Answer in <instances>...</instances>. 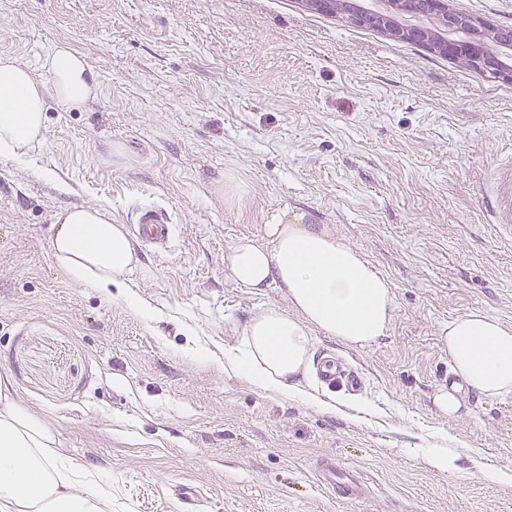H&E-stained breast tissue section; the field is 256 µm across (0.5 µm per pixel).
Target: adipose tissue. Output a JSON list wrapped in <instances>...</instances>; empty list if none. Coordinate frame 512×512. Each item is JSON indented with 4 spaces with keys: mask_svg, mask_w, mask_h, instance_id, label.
Returning a JSON list of instances; mask_svg holds the SVG:
<instances>
[{
    "mask_svg": "<svg viewBox=\"0 0 512 512\" xmlns=\"http://www.w3.org/2000/svg\"><path fill=\"white\" fill-rule=\"evenodd\" d=\"M49 84L12 58L0 57V159H17L43 136L47 95L76 107L94 84L83 58L56 46L45 61ZM52 257L71 283L111 294L140 259L123 225L102 207H73L55 222ZM224 273L259 293L285 289L290 312L271 307L247 322L238 347L224 353L225 372L261 391L308 399L302 379L311 358L310 332L320 329L349 346L375 344L392 321L390 283L362 254L316 224L265 225L261 239L241 238L224 258ZM453 374L486 398L512 394V328L473 311L448 323ZM0 512H112V479L63 453L55 431L21 407L0 375Z\"/></svg>",
    "mask_w": 512,
    "mask_h": 512,
    "instance_id": "ef3b65f1",
    "label": "adipose tissue"
}]
</instances>
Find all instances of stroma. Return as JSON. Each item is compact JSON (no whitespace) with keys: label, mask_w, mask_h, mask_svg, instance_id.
<instances>
[{"label":"stroma","mask_w":512,"mask_h":512,"mask_svg":"<svg viewBox=\"0 0 512 512\" xmlns=\"http://www.w3.org/2000/svg\"><path fill=\"white\" fill-rule=\"evenodd\" d=\"M59 44L96 94L48 98L42 143L0 159V374L68 454L111 474L113 512H512L491 477L512 470V395L460 388L455 415L435 403L450 320L512 327V232L480 196L512 155V82L299 0H0V54L43 83ZM143 205L173 225L166 250L135 245L127 290L152 322L51 257L60 211L122 224ZM275 219L322 226L393 288L379 343L311 333L313 358L346 357L366 380L351 395L308 372L336 414L224 371L253 315L289 308L283 289L224 275L235 241ZM426 442L463 449V472L414 457ZM326 456L360 472L363 498L314 482Z\"/></svg>","instance_id":"1"}]
</instances>
